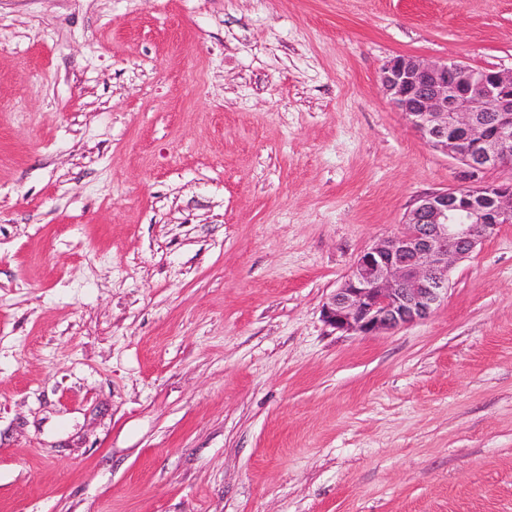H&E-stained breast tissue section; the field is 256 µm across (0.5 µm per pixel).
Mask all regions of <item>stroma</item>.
Segmentation results:
<instances>
[{
	"label": "stroma",
	"mask_w": 512,
	"mask_h": 512,
	"mask_svg": "<svg viewBox=\"0 0 512 512\" xmlns=\"http://www.w3.org/2000/svg\"><path fill=\"white\" fill-rule=\"evenodd\" d=\"M400 55L511 69L512 0H0V512H512V224L323 318L462 168Z\"/></svg>",
	"instance_id": "1"
}]
</instances>
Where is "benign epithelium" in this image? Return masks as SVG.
Returning a JSON list of instances; mask_svg holds the SVG:
<instances>
[{"label":"benign epithelium","mask_w":512,"mask_h":512,"mask_svg":"<svg viewBox=\"0 0 512 512\" xmlns=\"http://www.w3.org/2000/svg\"><path fill=\"white\" fill-rule=\"evenodd\" d=\"M380 83L419 136L465 170L457 186L419 196L402 230L365 251L323 305L330 326L363 335L427 319L448 292L450 266L512 224V180L484 178L512 168V70L402 55L384 67Z\"/></svg>","instance_id":"obj_1"}]
</instances>
